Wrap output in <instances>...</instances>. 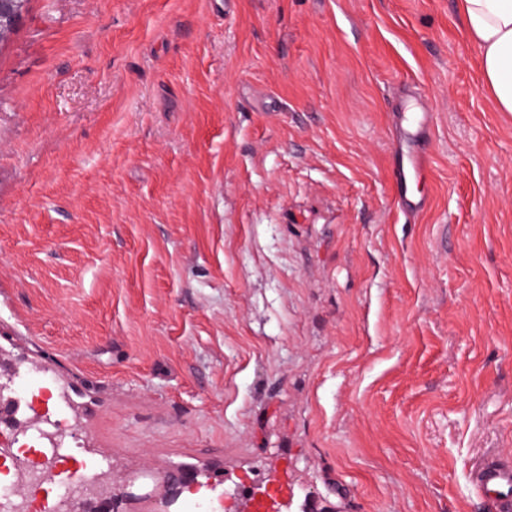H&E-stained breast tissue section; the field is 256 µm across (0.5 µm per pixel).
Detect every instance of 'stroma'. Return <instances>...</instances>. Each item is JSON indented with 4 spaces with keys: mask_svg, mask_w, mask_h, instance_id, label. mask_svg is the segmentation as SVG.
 <instances>
[{
    "mask_svg": "<svg viewBox=\"0 0 512 512\" xmlns=\"http://www.w3.org/2000/svg\"><path fill=\"white\" fill-rule=\"evenodd\" d=\"M479 64L457 0H28L0 374L49 381L118 512H499L473 474L512 462V113ZM427 114L424 112H402L403 122L405 123V138L412 143L414 153L411 164L404 170L402 169L400 178L397 180V187L394 193V199L398 206L403 210L419 212L422 205L415 204L403 193V185L406 187L413 180L425 176L426 167L423 163V153L420 143L427 127Z\"/></svg>",
    "mask_w": 512,
    "mask_h": 512,
    "instance_id": "35a3bbf8",
    "label": "stroma"
}]
</instances>
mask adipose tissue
<instances>
[{"label": "adipose tissue", "instance_id": "1", "mask_svg": "<svg viewBox=\"0 0 512 512\" xmlns=\"http://www.w3.org/2000/svg\"><path fill=\"white\" fill-rule=\"evenodd\" d=\"M458 13L480 50L483 81L497 109L512 112V0H458Z\"/></svg>", "mask_w": 512, "mask_h": 512}]
</instances>
